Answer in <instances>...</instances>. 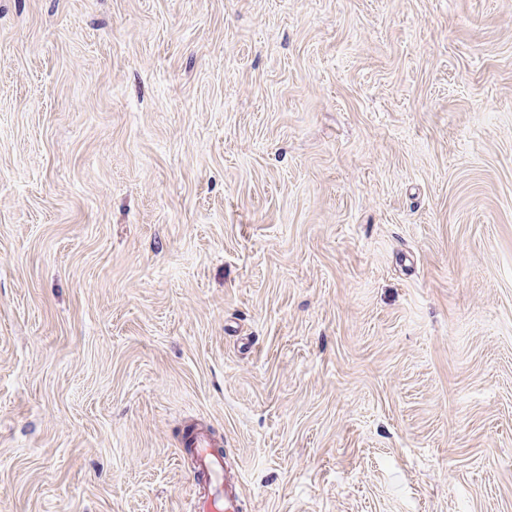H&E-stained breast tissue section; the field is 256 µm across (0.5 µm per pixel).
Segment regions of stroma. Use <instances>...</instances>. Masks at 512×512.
I'll list each match as a JSON object with an SVG mask.
<instances>
[{"label": "stroma", "mask_w": 512, "mask_h": 512, "mask_svg": "<svg viewBox=\"0 0 512 512\" xmlns=\"http://www.w3.org/2000/svg\"><path fill=\"white\" fill-rule=\"evenodd\" d=\"M512 512V0H0V512ZM181 454L194 463V475L202 491L191 499L190 512H240L241 484L225 464L224 441L205 425H188L183 431Z\"/></svg>", "instance_id": "obj_1"}]
</instances>
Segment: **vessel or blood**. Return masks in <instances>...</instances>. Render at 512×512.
Wrapping results in <instances>:
<instances>
[{"label":"vessel or blood","instance_id":"1","mask_svg":"<svg viewBox=\"0 0 512 512\" xmlns=\"http://www.w3.org/2000/svg\"><path fill=\"white\" fill-rule=\"evenodd\" d=\"M181 451L191 457L202 491L191 499L189 512H239L241 484L225 467L224 441L205 425L186 426Z\"/></svg>","mask_w":512,"mask_h":512}]
</instances>
